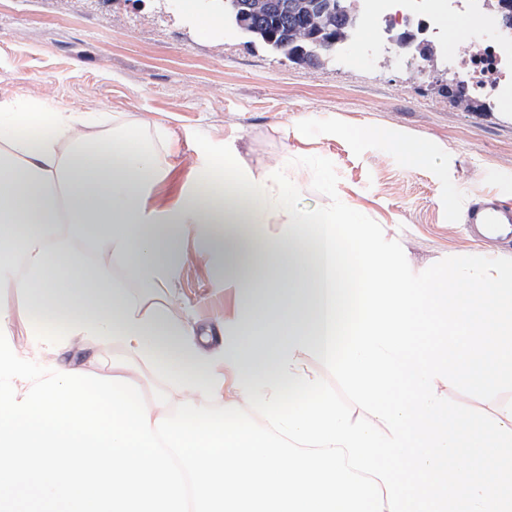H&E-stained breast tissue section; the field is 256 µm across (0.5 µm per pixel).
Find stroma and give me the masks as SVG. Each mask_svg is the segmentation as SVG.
Returning a JSON list of instances; mask_svg holds the SVG:
<instances>
[{
  "mask_svg": "<svg viewBox=\"0 0 512 512\" xmlns=\"http://www.w3.org/2000/svg\"><path fill=\"white\" fill-rule=\"evenodd\" d=\"M425 8L446 57L495 29L492 19L448 10L445 0H427ZM376 38L368 31L338 61L308 67L248 44L230 26L221 36L203 35L190 13L158 0H121L110 16L86 0H0V100H41L86 114L91 139L139 132L167 170L152 194L160 208L190 192L205 168L197 132L234 146L253 169H286L306 209L326 197L293 160L327 158L338 190L399 236L419 272L449 253L476 249L463 224L476 194L512 202V108L498 97L487 112L457 109L440 92L446 77L402 57L394 42L376 46ZM399 133L409 150L394 144ZM199 230L192 225L170 285L152 289L149 299L162 309L177 298L178 319L207 330L205 348L218 355L233 298ZM10 339L25 341L21 358L83 365L103 376L124 356L119 346L89 340L45 353L20 318Z\"/></svg>",
  "mask_w": 512,
  "mask_h": 512,
  "instance_id": "stroma-1",
  "label": "stroma"
}]
</instances>
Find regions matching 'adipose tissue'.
<instances>
[{
  "mask_svg": "<svg viewBox=\"0 0 512 512\" xmlns=\"http://www.w3.org/2000/svg\"><path fill=\"white\" fill-rule=\"evenodd\" d=\"M80 122L75 112L0 101V297L16 298L14 314L60 319L55 330L33 323L44 350L76 337L120 345L113 375L146 365L164 382L154 419L174 415L180 400L240 404L302 374L305 356L325 345L326 257L272 210L278 186L261 197L220 192L202 173L159 210L149 197L166 172L152 146L132 130L90 142ZM32 123L38 135H21ZM191 224L206 225L208 251L236 295L218 358L205 352L203 330L147 305L148 290L170 280ZM92 252L122 266L127 283L92 265Z\"/></svg>",
  "mask_w": 512,
  "mask_h": 512,
  "instance_id": "ef3b65f1",
  "label": "adipose tissue"
}]
</instances>
